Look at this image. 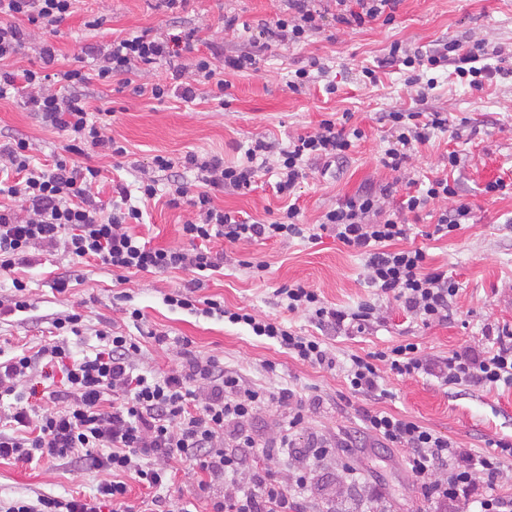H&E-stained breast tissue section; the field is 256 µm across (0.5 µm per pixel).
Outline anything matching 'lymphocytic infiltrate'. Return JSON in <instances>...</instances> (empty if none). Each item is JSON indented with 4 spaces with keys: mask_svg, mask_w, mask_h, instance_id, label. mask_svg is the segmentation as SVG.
I'll return each instance as SVG.
<instances>
[{
    "mask_svg": "<svg viewBox=\"0 0 512 512\" xmlns=\"http://www.w3.org/2000/svg\"><path fill=\"white\" fill-rule=\"evenodd\" d=\"M397 3L336 0V21L348 26L379 18L390 22ZM288 5V15L260 26L258 37L263 46L285 40L297 43L317 29L320 16L308 0H288ZM72 8L73 0H0V61L14 57L25 40L37 39L44 64L40 70L22 66L0 70V99L23 95L25 106L42 124L69 139L67 155L41 164L36 163L26 139L0 144V275L13 278L10 302L0 303V316L29 311L28 284L13 272L31 263L35 249L60 250L77 263L92 262L116 273L178 270L200 278L224 267V255L212 250V239L237 244L302 236L296 205L263 224L238 219L214 202L216 192L250 189L258 173L265 170L269 146L261 140L251 143L235 165L216 156L202 159L186 154L179 175L172 174L169 157L154 156L155 169L169 175L163 190L169 205L185 203L195 213L182 226L186 246L155 247L132 230L142 220V204L162 191L156 180H139L133 190L115 184V201L108 206L99 204L91 188L101 182V168L79 165L72 157L88 147L111 156L124 155L126 149L107 135L101 113L91 111L84 96L88 86L114 81L126 86L137 70L162 62L167 66L164 81L139 87V94L157 100L173 95L188 102L196 95L197 83L202 82L209 85L212 99L220 101L229 87L225 73L253 69L257 58L237 55L216 62L200 56L192 64H184L182 57L193 51L198 31L181 28L115 39L94 67L47 74L44 68L53 64L55 51L49 40L40 39L39 32L65 20ZM19 17L28 21V29L16 25ZM389 55L405 67V84L420 103L435 87L432 73L437 69L453 67L456 77L476 90L504 71L496 63L499 50L483 43L464 49L452 41L446 51L432 53H411L395 43ZM387 119L392 141L381 164L394 172L401 171L415 144L428 141L432 131L448 129L444 112L394 111ZM360 136V130L349 133L325 119L315 132L289 140L279 152L277 193L292 195L309 160L330 163L344 158ZM189 172L194 173V180H186ZM454 192L448 179L429 180L424 189L406 194L401 214L394 218L383 217L375 193H359L327 211L320 228L364 256L368 287L392 295L422 324L441 323L449 317L458 288L446 271L428 268L423 248L405 247L412 231L405 216ZM277 294L289 312H303L321 327L362 332L375 315V307L369 303L355 309L329 306L315 289L301 282L278 289ZM164 301L190 315L216 316L246 326L253 336L278 345L305 363L336 366L335 354L319 337L302 335L283 322L261 319L242 309H228L211 298H197L194 286L176 289L166 294ZM84 323L82 311H64L51 322V342L35 353L8 355L0 349V401L10 402L8 412L0 417V459L22 463L61 459L109 473L110 478L89 496L64 498L45 493L33 501L20 497L1 506L0 512H129L126 476H135L156 490L170 485L171 463L183 458L198 468L194 496L207 500L210 512H299L308 492L303 470H294L285 481L267 470L248 474L246 484L237 481L239 475L246 474V460L257 446L249 420L270 399L292 400L290 389L267 394L217 361L197 356L185 342L174 369L159 377L148 374L138 366V340L109 328L97 330L95 351L81 356L70 339L80 336ZM384 365L400 376L423 373L453 385L511 389L512 329H498L488 346L453 353L438 364L422 357L412 342L363 356L350 355L344 378L351 393L386 399L388 391L380 375ZM37 373L59 377V386L37 390L29 383ZM37 395L50 400V408L33 404ZM365 428L381 440L405 447L408 472L419 480L424 495L433 499L453 500L479 486L492 485L504 458L512 457L511 442L501 440L494 451L475 454L416 420L385 410L367 413ZM439 465L447 467L448 476L431 481L430 475Z\"/></svg>",
    "mask_w": 512,
    "mask_h": 512,
    "instance_id": "f902f5d3",
    "label": "lymphocytic infiltrate"
}]
</instances>
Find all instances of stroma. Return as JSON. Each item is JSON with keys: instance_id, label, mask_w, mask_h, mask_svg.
<instances>
[{"instance_id": "1", "label": "stroma", "mask_w": 512, "mask_h": 512, "mask_svg": "<svg viewBox=\"0 0 512 512\" xmlns=\"http://www.w3.org/2000/svg\"><path fill=\"white\" fill-rule=\"evenodd\" d=\"M313 7L321 14L318 29L301 42H276L262 50L254 41L258 25L286 14L288 0H186L175 13L161 0H76L73 13L57 24L52 38L60 70L90 62L92 52L112 39L160 33L180 23L198 28L202 54L260 56L256 69L229 75L230 86L220 103L210 99L209 87L202 83L196 99L188 103L134 95L133 86L165 77L161 64L136 72L129 88L90 86V105L113 112L108 135L129 150L124 157H103L93 151L82 156V163L101 167L108 176L91 193L106 203L112 199L113 179H123L131 187L143 177L166 183L167 173L152 165L153 156L161 153L176 161L189 151L219 154L225 162L236 163L260 138L270 145L268 161L273 164L289 139L332 119L346 129H359L362 137L335 163H307L306 176L297 187L300 223L315 228L328 210L368 190L383 195L384 212L390 215L399 210L405 184L399 173L380 162L391 138L387 113L419 109L447 113L448 131L434 132L429 141L415 145L403 174L418 179L450 173L456 180L454 196L434 200L420 212L415 225L421 231L434 224L441 212L462 203L471 208L467 224L455 234L439 240L421 235L409 241L410 246L426 250L428 268L446 270L456 282L458 293L449 321L423 325L393 297L367 287L363 256L332 236L316 242L293 238L238 245L218 239L212 248L223 252L224 271L205 282L199 297L217 298L228 307H241L322 338L335 353L338 367L331 370L298 361L277 345L250 335L245 327L170 309L163 298L188 284L191 276L185 272H140L121 279L101 266L83 264L79 280L66 293H57L52 287L54 275L72 264L60 251L36 252L32 264L17 269V276L30 287L32 308L0 319V348L14 351L43 343L52 318L73 307L88 316L74 344L83 353L92 351L97 330L109 324L140 341L141 368L161 374L177 362L175 342L187 340L201 357L218 360L264 391L293 390L291 403L265 405L249 423L254 435L269 444L278 441L283 430H290V455L268 458L255 453L249 466L281 473L306 467L310 490L306 512H469L463 500L425 497L419 480L405 470L401 450L378 442L364 430L365 415L382 409L411 417L461 447L485 453L493 441H512V388L447 385L427 374L400 376L384 365L380 375L390 396L375 401L350 393L342 364L349 355L363 356L407 342L416 343L428 359L442 360L483 347L487 326L512 327V74L485 81L477 91L440 71L426 103L420 104L404 85V71L387 61L396 42L411 51L432 52L451 40H479L512 59V0H400L392 22L377 19L360 27L337 24L334 0H314ZM228 17L236 20L230 29L224 26ZM94 18L101 19V27L86 28V21ZM314 59L324 67V74L305 92L289 90V76ZM366 66L376 70L377 82L363 77ZM330 83L335 93H326ZM10 137L28 139L39 158L63 153L66 145L65 138L37 122L17 96L0 100V142ZM452 151L459 157L453 170L448 167ZM495 180L504 181V190L486 192V185ZM275 181L274 173H260L251 189L220 193L215 202L238 218L272 221L285 204L273 189ZM191 216L189 207L173 208L160 200L147 207L143 223L134 230L152 245L177 246L183 242L181 226ZM249 261L266 264L263 278L251 276L245 267ZM297 281L338 308L374 303L377 313L372 325L361 333L326 330L302 314L288 312L276 291ZM119 292L128 295V302L116 300ZM127 304L142 310L139 324L126 319ZM160 333L168 335L169 345L154 342V335ZM296 406L302 407L304 421L292 429L288 415ZM316 441L329 443L328 452H315ZM173 467L172 486L153 491L130 482L132 512H145L155 495L164 499L169 512H177L189 499L199 472L184 461L174 462ZM102 479V473L60 460L32 464L2 460L0 498L33 499L44 491L62 497L89 495Z\"/></svg>"}]
</instances>
